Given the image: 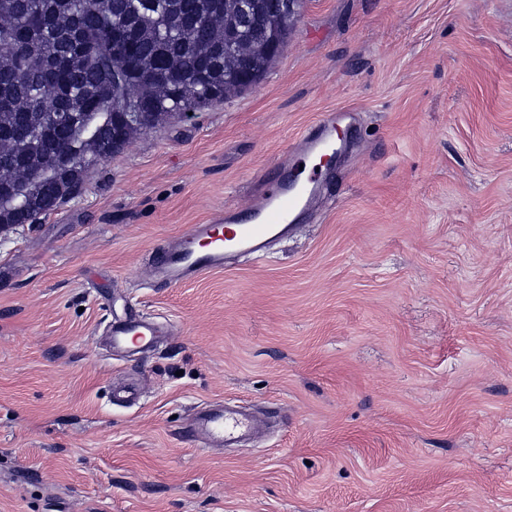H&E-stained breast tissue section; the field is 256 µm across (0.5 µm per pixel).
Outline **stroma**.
Returning <instances> with one entry per match:
<instances>
[{
  "label": "stroma",
  "instance_id": "obj_1",
  "mask_svg": "<svg viewBox=\"0 0 512 512\" xmlns=\"http://www.w3.org/2000/svg\"><path fill=\"white\" fill-rule=\"evenodd\" d=\"M344 108L306 223L156 279ZM132 309L167 334L111 355ZM217 401L269 423L196 447ZM0 512H512V0H298L258 83L0 231Z\"/></svg>",
  "mask_w": 512,
  "mask_h": 512
}]
</instances>
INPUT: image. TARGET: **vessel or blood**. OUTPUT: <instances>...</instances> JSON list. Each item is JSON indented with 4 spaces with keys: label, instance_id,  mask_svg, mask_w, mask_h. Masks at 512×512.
I'll return each instance as SVG.
<instances>
[{
    "label": "vessel or blood",
    "instance_id": "1",
    "mask_svg": "<svg viewBox=\"0 0 512 512\" xmlns=\"http://www.w3.org/2000/svg\"><path fill=\"white\" fill-rule=\"evenodd\" d=\"M339 129L338 115L324 114L315 131L285 151L277 183L259 194L249 212L225 209L209 223L192 225L176 243L156 250L152 266L158 279L175 284L196 278L223 268L230 257L263 254L272 242L288 236L324 193L325 172L306 175L301 166L332 155ZM109 334L114 349L144 352L163 331L161 323L133 313L111 322ZM254 428L249 416L212 404L191 419L185 433L200 447L220 448Z\"/></svg>",
    "mask_w": 512,
    "mask_h": 512
}]
</instances>
